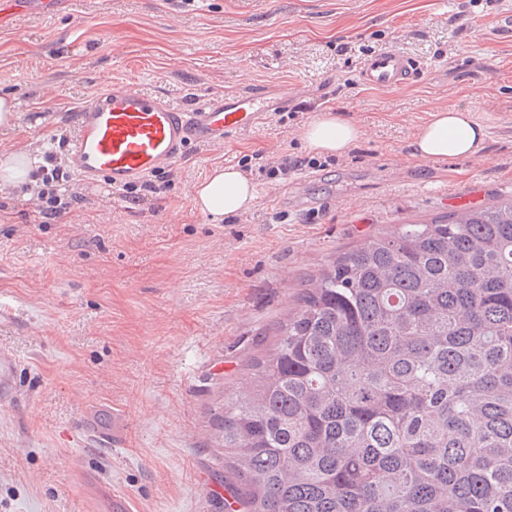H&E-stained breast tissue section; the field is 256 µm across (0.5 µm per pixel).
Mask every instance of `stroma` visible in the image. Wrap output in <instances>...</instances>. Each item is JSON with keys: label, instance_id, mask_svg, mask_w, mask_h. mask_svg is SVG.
Wrapping results in <instances>:
<instances>
[{"label": "stroma", "instance_id": "35a3bbf8", "mask_svg": "<svg viewBox=\"0 0 512 512\" xmlns=\"http://www.w3.org/2000/svg\"><path fill=\"white\" fill-rule=\"evenodd\" d=\"M512 0H69L0 23V93L21 123L0 150L66 154L72 118L131 84L176 104L218 93L288 92L253 129L194 145L145 198L104 182L63 220L0 191V512H224L215 416L307 280L336 252L398 224L512 199ZM396 46L428 75L393 91L361 84L369 54ZM488 128L481 154L430 165L410 144L429 112ZM362 131L324 167L267 179L259 161L313 157L304 127L326 110ZM262 160H255V153ZM256 187L216 223L193 207L213 166ZM125 442L113 445V419Z\"/></svg>", "mask_w": 512, "mask_h": 512}]
</instances>
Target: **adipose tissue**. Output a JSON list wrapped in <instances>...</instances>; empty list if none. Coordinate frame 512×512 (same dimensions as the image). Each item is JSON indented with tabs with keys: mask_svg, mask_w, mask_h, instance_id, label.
Returning <instances> with one entry per match:
<instances>
[{
	"mask_svg": "<svg viewBox=\"0 0 512 512\" xmlns=\"http://www.w3.org/2000/svg\"><path fill=\"white\" fill-rule=\"evenodd\" d=\"M361 137L360 128L338 112L320 113L303 130L310 148L320 153L348 154ZM485 125L471 113L442 108L429 113L412 143L413 154L431 165L478 155L484 148ZM252 181L232 166H214L194 188L193 203L202 214L220 220L252 209Z\"/></svg>",
	"mask_w": 512,
	"mask_h": 512,
	"instance_id": "1",
	"label": "adipose tissue"
}]
</instances>
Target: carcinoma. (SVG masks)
Instances as JSON below:
<instances>
[{"label":"carcinoma","instance_id":"cac0c4a2","mask_svg":"<svg viewBox=\"0 0 512 512\" xmlns=\"http://www.w3.org/2000/svg\"><path fill=\"white\" fill-rule=\"evenodd\" d=\"M217 423L224 512H512V201L338 253Z\"/></svg>","mask_w":512,"mask_h":512}]
</instances>
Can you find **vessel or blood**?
<instances>
[{
    "label": "vessel or blood",
    "instance_id": "obj_1",
    "mask_svg": "<svg viewBox=\"0 0 512 512\" xmlns=\"http://www.w3.org/2000/svg\"><path fill=\"white\" fill-rule=\"evenodd\" d=\"M424 65L391 47L368 56L359 75L364 86L395 90L424 78ZM264 97L212 94L191 108L128 85H114L83 104L75 117L66 161L87 183L107 181L120 190L173 165L187 145H220L231 134L256 127Z\"/></svg>",
    "mask_w": 512,
    "mask_h": 512
}]
</instances>
